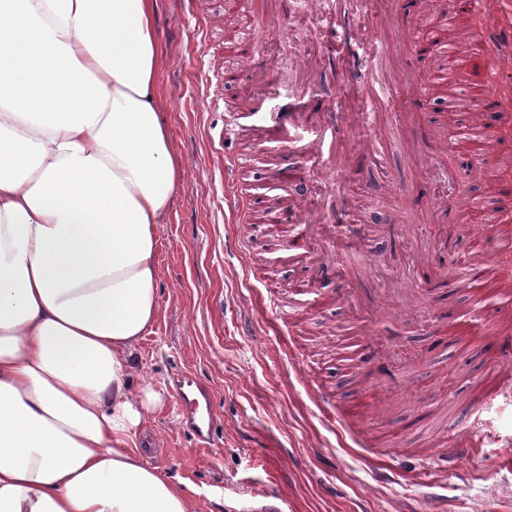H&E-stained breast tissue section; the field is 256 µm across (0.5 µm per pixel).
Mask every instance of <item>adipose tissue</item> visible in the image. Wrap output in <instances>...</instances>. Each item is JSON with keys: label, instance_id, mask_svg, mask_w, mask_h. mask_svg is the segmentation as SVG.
<instances>
[{"label": "adipose tissue", "instance_id": "obj_1", "mask_svg": "<svg viewBox=\"0 0 512 512\" xmlns=\"http://www.w3.org/2000/svg\"><path fill=\"white\" fill-rule=\"evenodd\" d=\"M155 0H0V512H195L135 439L183 177Z\"/></svg>", "mask_w": 512, "mask_h": 512}]
</instances>
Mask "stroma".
I'll use <instances>...</instances> for the list:
<instances>
[{
    "instance_id": "1",
    "label": "stroma",
    "mask_w": 512,
    "mask_h": 512,
    "mask_svg": "<svg viewBox=\"0 0 512 512\" xmlns=\"http://www.w3.org/2000/svg\"><path fill=\"white\" fill-rule=\"evenodd\" d=\"M155 2L159 94L169 147L186 170L159 231V314L132 378L164 401L137 436L144 461L186 480L198 512H429L436 501L445 512H512V402L493 412L489 437L455 475L424 464L456 435L475 394L499 386L483 340L467 334L452 343L448 331L467 322L481 332L492 321L512 331V309L500 306L512 280H494L491 248H473L494 233L472 209L498 184L482 163L512 164V140H500L498 114L479 105L472 41L450 70L464 108L434 94L425 61L414 64L432 127L448 136L451 165L440 170L398 129L388 102L364 119L342 78L354 59L383 79L401 68V39L429 33L428 0H401L409 21L395 30L384 0H320L313 15L295 0H271L258 28L244 12L228 13L225 0ZM228 15L240 37L268 42L264 78L225 47ZM216 56L232 58L240 77L224 87L225 101L256 84L276 112L303 86L335 130L332 151L309 155V131L291 147L265 145V163L242 174L246 215L279 197L280 224L238 223L225 203L224 165L246 162L254 145L225 140L226 113L204 104L201 76ZM284 160L305 166L306 185L274 191ZM437 201L453 208L447 223L425 213ZM314 206L322 220L306 228L317 252L289 250V233ZM321 260L333 263V277L318 282L309 306L289 309L294 283L311 279ZM255 265L276 283L279 302L251 275ZM473 272L493 279L478 317L464 286ZM178 374L212 395L210 446L183 423L171 388ZM316 390L337 398L338 409L318 407ZM368 390L369 412L345 416L342 405Z\"/></svg>"
}]
</instances>
